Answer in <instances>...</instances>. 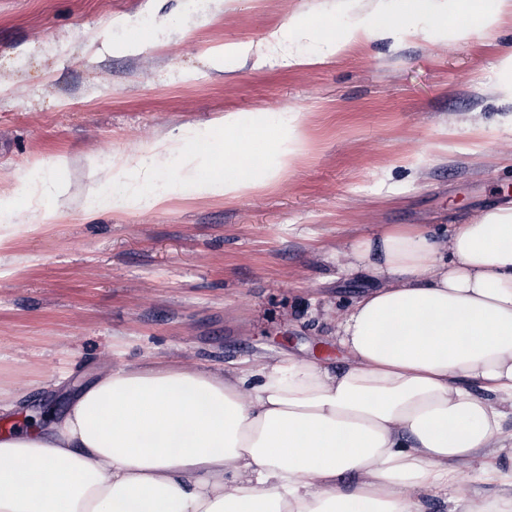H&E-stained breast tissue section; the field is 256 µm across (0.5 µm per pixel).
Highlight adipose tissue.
Returning a JSON list of instances; mask_svg holds the SVG:
<instances>
[{
	"mask_svg": "<svg viewBox=\"0 0 512 512\" xmlns=\"http://www.w3.org/2000/svg\"><path fill=\"white\" fill-rule=\"evenodd\" d=\"M395 0L308 53L292 16L264 40L288 65L322 64L417 17L472 28L463 0ZM272 151L227 112L160 141L114 209L165 205L182 186L240 197L296 162L287 115ZM176 167L175 178H160ZM377 281L336 317L341 369L283 352L238 368L190 359L101 361L58 418L0 432V512H512V205L452 233L391 228L337 251Z\"/></svg>",
	"mask_w": 512,
	"mask_h": 512,
	"instance_id": "adipose-tissue-1",
	"label": "adipose tissue"
}]
</instances>
